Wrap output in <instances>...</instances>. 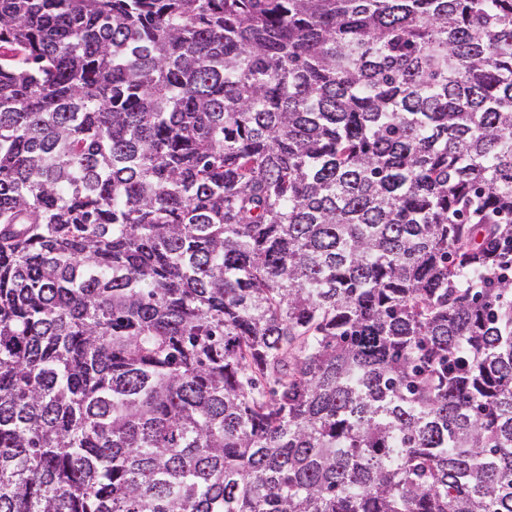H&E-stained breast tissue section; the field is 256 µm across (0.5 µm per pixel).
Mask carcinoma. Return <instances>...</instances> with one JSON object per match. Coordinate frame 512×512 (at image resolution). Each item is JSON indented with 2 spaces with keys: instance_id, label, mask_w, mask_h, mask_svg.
<instances>
[{
  "instance_id": "1",
  "label": "carcinoma",
  "mask_w": 512,
  "mask_h": 512,
  "mask_svg": "<svg viewBox=\"0 0 512 512\" xmlns=\"http://www.w3.org/2000/svg\"><path fill=\"white\" fill-rule=\"evenodd\" d=\"M512 0H0V512H512Z\"/></svg>"
}]
</instances>
